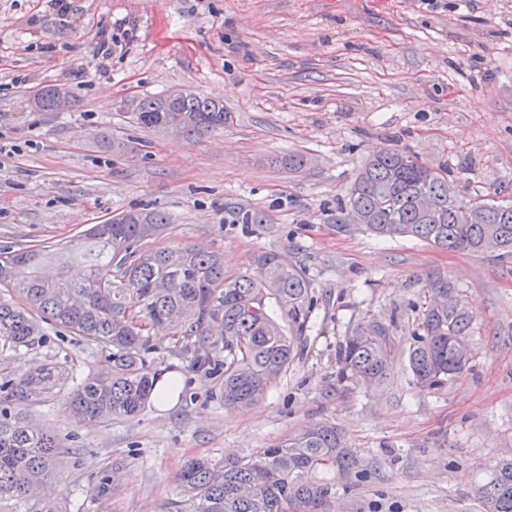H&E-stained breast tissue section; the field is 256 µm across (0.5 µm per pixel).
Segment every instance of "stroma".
<instances>
[{"label":"stroma","instance_id":"35a3bbf8","mask_svg":"<svg viewBox=\"0 0 512 512\" xmlns=\"http://www.w3.org/2000/svg\"><path fill=\"white\" fill-rule=\"evenodd\" d=\"M118 41L107 69L97 33ZM68 87L74 108L40 112ZM181 88L222 101L223 129L196 139L135 124L142 98ZM381 149L446 170L457 190L512 201V0H0V246L60 247L91 224L155 208L170 245L207 244L226 273L289 249L316 300L300 357L255 407L211 398L214 382L158 354L178 388L133 420L79 425L63 395L30 398L61 441L42 491L66 512H165L196 457L248 455L319 421L349 437L363 480L336 479L324 512H483L479 490L512 459V257L336 230L359 166ZM308 156L289 171V155ZM264 224H237L238 210ZM441 274L472 314L471 371L417 388L405 359L384 391L335 389L340 345L361 322L414 328L426 278ZM78 377L88 343L45 328L6 351Z\"/></svg>","mask_w":512,"mask_h":512}]
</instances>
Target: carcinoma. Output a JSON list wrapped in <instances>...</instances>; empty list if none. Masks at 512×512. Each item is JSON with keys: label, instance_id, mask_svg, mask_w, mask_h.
Listing matches in <instances>:
<instances>
[{"label": "carcinoma", "instance_id": "obj_1", "mask_svg": "<svg viewBox=\"0 0 512 512\" xmlns=\"http://www.w3.org/2000/svg\"><path fill=\"white\" fill-rule=\"evenodd\" d=\"M133 120L159 130L177 123L191 139L224 128V104L188 92L147 97ZM353 210L363 217L359 228L378 237H409L453 252L512 253V203L460 192L450 199L448 174L413 155L381 150L368 159L340 204L337 231L351 230L345 220ZM170 223L162 211L135 209L90 225L54 255L37 244L0 248V288L12 296L0 301L3 344L29 346L47 324L104 356V370L66 394L79 424L133 418L152 395L173 391L172 383L156 388L158 330L190 370L216 380L213 394L232 408L257 405L301 354L314 300L288 251L255 254L257 278L226 274L217 251L160 245ZM76 248L86 263L79 282L65 272L66 255ZM18 266L30 269L23 282L14 280ZM471 322L458 289L433 274L407 345L399 347L385 323H360L340 348L334 386L377 391L400 354L418 388L441 390L472 367ZM70 379L66 366L50 361L8 383L27 399L64 389ZM58 448L56 434L29 405L0 397V512L30 504L35 489L55 477ZM328 471L356 479L368 473L336 424L319 422L253 455L188 460L168 512H322L336 494V483L317 477ZM480 498L484 512H512V461L494 470Z\"/></svg>", "mask_w": 512, "mask_h": 512}]
</instances>
